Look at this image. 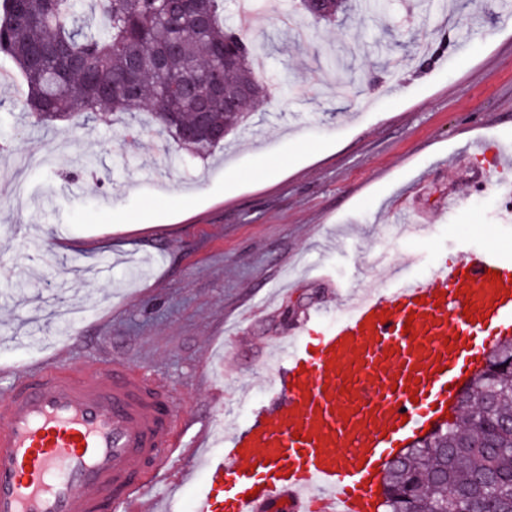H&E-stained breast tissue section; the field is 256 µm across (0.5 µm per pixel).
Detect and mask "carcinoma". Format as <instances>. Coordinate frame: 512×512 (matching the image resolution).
<instances>
[{
    "label": "carcinoma",
    "mask_w": 512,
    "mask_h": 512,
    "mask_svg": "<svg viewBox=\"0 0 512 512\" xmlns=\"http://www.w3.org/2000/svg\"><path fill=\"white\" fill-rule=\"evenodd\" d=\"M0 53L10 57L26 85L16 106L39 123L67 121L84 112L153 111L160 131L199 156L224 144L202 134L196 97L222 79L248 86L252 98L236 107L209 108L212 129H236L267 98L255 69L264 44L224 24L219 0H190L173 9L164 0H6ZM493 381L474 375L452 423L406 449L384 476L388 512H440L453 494L471 512H512V343L494 349Z\"/></svg>",
    "instance_id": "obj_1"
}]
</instances>
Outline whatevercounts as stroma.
<instances>
[{"label": "stroma", "instance_id": "1", "mask_svg": "<svg viewBox=\"0 0 512 512\" xmlns=\"http://www.w3.org/2000/svg\"><path fill=\"white\" fill-rule=\"evenodd\" d=\"M256 5L271 97L205 159H159L163 138L144 112L148 132L130 146L120 117L29 123L14 106L21 79L0 55L10 76L0 142L12 145L0 169L21 153L50 159L28 171L23 203L0 177V394L2 368L67 337L74 370L132 362L171 388L186 418L243 422L272 394L275 337L311 307L336 314L346 292L385 288L374 254L415 255L406 272L426 277L488 238L512 245L498 169L467 157L469 140L512 141V7L388 0L314 27L288 0ZM337 59L351 83L337 84ZM452 192L461 205L450 212ZM401 207L427 237L388 234ZM148 208L156 223H140ZM194 466L189 452L170 464L145 508L164 499L169 512H192L204 475H179Z\"/></svg>", "mask_w": 512, "mask_h": 512}]
</instances>
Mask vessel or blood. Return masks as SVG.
Returning <instances> with one entry per match:
<instances>
[{"mask_svg":"<svg viewBox=\"0 0 512 512\" xmlns=\"http://www.w3.org/2000/svg\"><path fill=\"white\" fill-rule=\"evenodd\" d=\"M470 153L512 166L481 141ZM497 279H488V271ZM386 288L348 293L345 311L309 313L273 347L267 405L206 456L192 512H371L378 473L446 412L512 328V253L483 244L426 278L391 268ZM212 425L181 416L171 389L138 366L73 373L65 348L14 373L0 395V512H123L166 480L162 457L208 445Z\"/></svg>","mask_w":512,"mask_h":512,"instance_id":"vessel-or-blood-1","label":"vessel or blood"}]
</instances>
